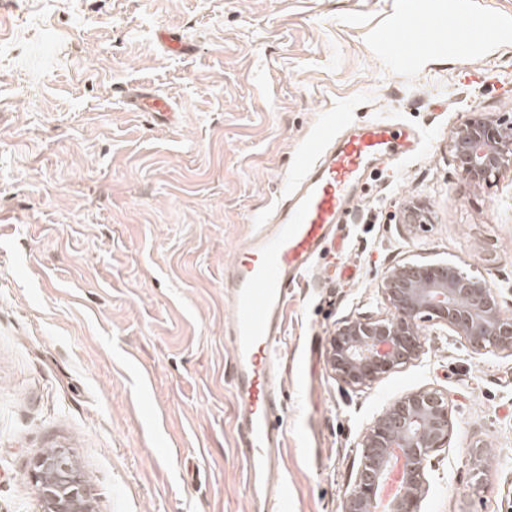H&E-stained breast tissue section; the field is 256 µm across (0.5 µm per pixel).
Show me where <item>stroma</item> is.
Masks as SVG:
<instances>
[{
	"label": "stroma",
	"instance_id": "obj_1",
	"mask_svg": "<svg viewBox=\"0 0 512 512\" xmlns=\"http://www.w3.org/2000/svg\"><path fill=\"white\" fill-rule=\"evenodd\" d=\"M399 0H0V512H38L31 470L66 447L94 512H267L245 483L224 266L331 119L417 129L370 177L284 311L290 512H341L366 428L448 395L420 512H512V356L422 323L426 352L351 388L327 365L342 322L388 316L404 262L485 280L512 317V171L474 185L450 135L512 118V41L390 64ZM188 54L168 53L157 27ZM180 118L130 111L123 89ZM420 209L405 225L403 206ZM129 106L136 112H150L162 124H171L177 121L175 112L169 98L154 92L129 91L127 93Z\"/></svg>",
	"mask_w": 512,
	"mask_h": 512
}]
</instances>
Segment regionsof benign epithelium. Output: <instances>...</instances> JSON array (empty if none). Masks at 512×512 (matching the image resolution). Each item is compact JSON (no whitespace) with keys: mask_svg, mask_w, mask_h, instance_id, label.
Here are the masks:
<instances>
[{"mask_svg":"<svg viewBox=\"0 0 512 512\" xmlns=\"http://www.w3.org/2000/svg\"><path fill=\"white\" fill-rule=\"evenodd\" d=\"M455 166L479 185L512 169V122L472 112L451 135ZM379 291L391 309L383 318L349 319L330 336L327 361L351 387L370 385L425 353L420 322L445 326L472 352L512 355V318L503 317L494 289L448 264L401 263L384 273ZM448 399L439 389L409 393L389 404L364 433L363 462L342 512H420L424 463L448 442ZM403 457L401 490L377 507L384 472L393 453ZM41 512H91L83 479L66 448L34 462Z\"/></svg>","mask_w":512,"mask_h":512,"instance_id":"obj_1","label":"benign epithelium"}]
</instances>
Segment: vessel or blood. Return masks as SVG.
I'll return each instance as SVG.
<instances>
[{
	"mask_svg": "<svg viewBox=\"0 0 512 512\" xmlns=\"http://www.w3.org/2000/svg\"><path fill=\"white\" fill-rule=\"evenodd\" d=\"M512 37V23L448 7V26L434 42H404L392 37V59L399 68L415 67L431 50L466 48L480 55L491 43ZM130 107L163 124L176 122L169 98L144 91L127 94ZM419 141L413 128L372 121L345 128L308 154L280 195L272 218L260 225L224 277L233 301L229 336L234 359L233 388L244 423L240 435L247 464L246 481L254 492L271 497V512H288L284 485H270L282 434L274 424L281 410L276 342L290 288L311 269L337 224L346 220L367 176L391 156L412 153Z\"/></svg>",
	"mask_w": 512,
	"mask_h": 512,
	"instance_id": "obj_1",
	"label": "vessel or blood"
}]
</instances>
